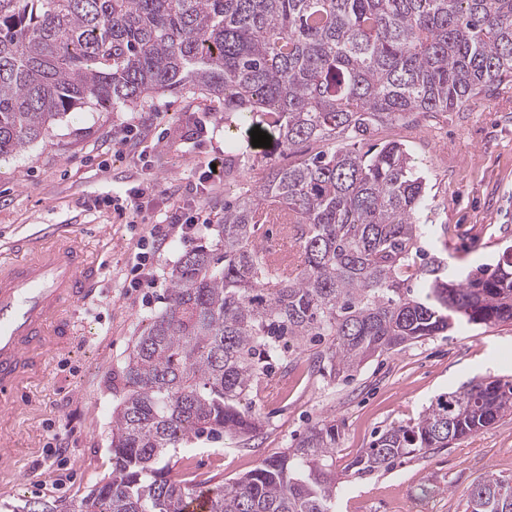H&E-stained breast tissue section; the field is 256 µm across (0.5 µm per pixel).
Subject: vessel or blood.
Wrapping results in <instances>:
<instances>
[{
	"mask_svg": "<svg viewBox=\"0 0 512 512\" xmlns=\"http://www.w3.org/2000/svg\"><path fill=\"white\" fill-rule=\"evenodd\" d=\"M100 265L74 225L49 224L0 250V409L23 401L21 388L58 347L54 323L88 303Z\"/></svg>",
	"mask_w": 512,
	"mask_h": 512,
	"instance_id": "vessel-or-blood-1",
	"label": "vessel or blood"
}]
</instances>
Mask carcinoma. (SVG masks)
Masks as SVG:
<instances>
[{
    "label": "carcinoma",
    "mask_w": 512,
    "mask_h": 512,
    "mask_svg": "<svg viewBox=\"0 0 512 512\" xmlns=\"http://www.w3.org/2000/svg\"><path fill=\"white\" fill-rule=\"evenodd\" d=\"M512 83V0H0V157L66 112L199 91L224 119L276 134L273 151L331 145L234 184L221 253L185 252L170 299L136 337L112 412V475L72 512H187L191 481L165 459L192 442L249 441L241 409L292 344L323 345L335 378L464 320L512 323V253L457 279L425 258L427 184L405 143L376 144ZM288 214L301 249L291 275L253 244L267 212ZM512 414V381L473 380L412 425L386 429L355 473L447 448ZM333 421L213 490L209 512H334ZM465 512H512V484L488 474Z\"/></svg>",
    "instance_id": "cac0c4a2"
}]
</instances>
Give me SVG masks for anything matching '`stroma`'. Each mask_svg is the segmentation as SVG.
<instances>
[{
  "instance_id": "1",
  "label": "stroma",
  "mask_w": 512,
  "mask_h": 512,
  "mask_svg": "<svg viewBox=\"0 0 512 512\" xmlns=\"http://www.w3.org/2000/svg\"><path fill=\"white\" fill-rule=\"evenodd\" d=\"M130 124L129 147L113 152V140ZM250 131L246 124H225L221 107L186 90L110 112L83 105L45 137L0 158V245L43 224L77 225L103 263L105 287L101 303L79 307L78 340L65 341L44 376L26 385L28 406L0 413V431L13 440L0 456V512L28 500L68 512L111 476L112 411L123 394L126 356L165 307L169 273L180 257L202 244L216 246L225 192L219 183L204 195L209 223L160 248L158 284L140 290L123 281L149 224L133 212L119 217L109 208H89V200L147 187L160 207L187 199L189 185L214 158L240 180L266 155L288 166V155L253 146ZM376 139L404 142L420 165L432 223L449 228L447 238L430 239V248L462 275L496 263L512 244V85L415 129L384 127ZM312 357L292 346L287 366L273 369L250 394L245 407L262 429L248 444L196 442L171 459L173 476L191 472L205 490L227 485L285 451L308 426L332 419L341 475L336 512H464L471 484L485 473L512 480V415L391 470L359 477L350 469L380 432L417 421L438 395L478 378L512 380V323L462 325L373 358L346 379L313 372Z\"/></svg>"
}]
</instances>
